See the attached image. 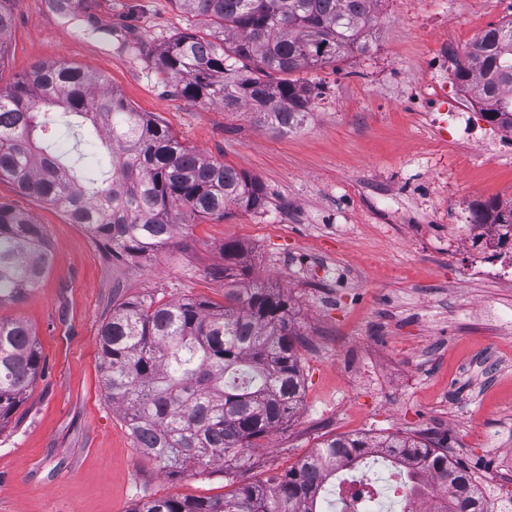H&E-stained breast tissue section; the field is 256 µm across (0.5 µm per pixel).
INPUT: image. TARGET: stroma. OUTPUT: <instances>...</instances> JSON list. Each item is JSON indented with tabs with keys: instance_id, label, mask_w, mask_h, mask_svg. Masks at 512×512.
Instances as JSON below:
<instances>
[{
	"instance_id": "1",
	"label": "stroma",
	"mask_w": 512,
	"mask_h": 512,
	"mask_svg": "<svg viewBox=\"0 0 512 512\" xmlns=\"http://www.w3.org/2000/svg\"><path fill=\"white\" fill-rule=\"evenodd\" d=\"M100 31L81 34L52 0H18L0 59L5 87L38 62L101 74L181 142L255 178L259 211L180 225L149 258L107 253L55 208L0 183V202L42 224L50 272L0 317L35 331L43 375L0 431V512H130L140 499L224 494L214 465L168 477L139 456L103 390L99 334L114 303L204 297L258 281L289 298L305 383L237 481L284 471L323 439L429 432L493 499L512 498V288L470 279L477 252L448 249V227L475 205L512 203V132L486 121L454 78L512 0H379L372 49L297 71L316 86L297 129L262 127L250 108L195 105L153 65L174 37L199 31L175 0H73ZM457 124L439 138L435 120ZM52 140L92 170L97 141L63 119ZM241 248L235 263L225 242ZM227 275H220V268Z\"/></svg>"
}]
</instances>
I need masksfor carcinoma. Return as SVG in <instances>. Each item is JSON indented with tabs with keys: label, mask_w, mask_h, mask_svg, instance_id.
I'll use <instances>...</instances> for the list:
<instances>
[{
	"label": "carcinoma",
	"mask_w": 512,
	"mask_h": 512,
	"mask_svg": "<svg viewBox=\"0 0 512 512\" xmlns=\"http://www.w3.org/2000/svg\"><path fill=\"white\" fill-rule=\"evenodd\" d=\"M203 18L205 35L167 42L156 69L192 103L250 107L274 130H291L308 114L315 88L288 75L334 63L371 47L368 30L379 0H176ZM15 0H0V60ZM459 85L473 93L491 123L512 132V20L491 26L456 64ZM83 135L101 139L98 170L65 165L47 140L51 112ZM53 206L109 253L145 258L168 246L196 218L222 219L228 204L265 206L261 184L180 142L130 106L92 71L37 63L0 87V181ZM477 224L512 225V204L473 211ZM52 266L42 225L0 203V306L21 303ZM218 307L200 298L157 304L121 302L102 325L104 389L124 416L140 455L169 476L210 464L224 473L246 466L260 440L284 426L302 401L304 379L288 296L256 285L224 295ZM42 372L35 333L0 318V429ZM376 448L413 467L403 485L423 496L428 478L448 485L441 512H512V498L488 501L472 475L448 456L444 440L331 436L288 470L244 483L221 497H149L130 512H317L324 486L341 469L359 471Z\"/></svg>",
	"instance_id": "1"
}]
</instances>
